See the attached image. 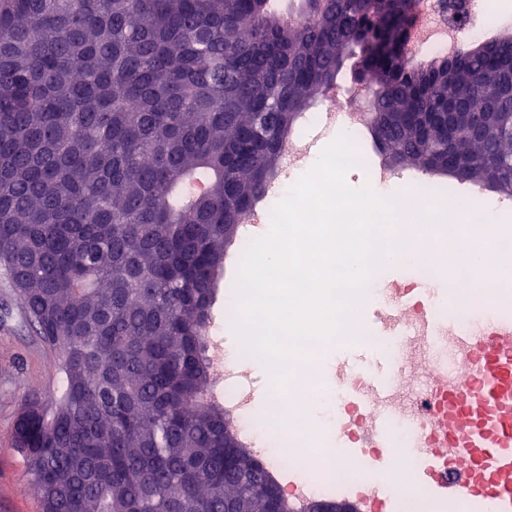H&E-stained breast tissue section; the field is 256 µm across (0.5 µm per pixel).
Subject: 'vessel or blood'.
Wrapping results in <instances>:
<instances>
[{
  "mask_svg": "<svg viewBox=\"0 0 512 512\" xmlns=\"http://www.w3.org/2000/svg\"><path fill=\"white\" fill-rule=\"evenodd\" d=\"M401 294V288L389 285L385 302L376 311V328L394 339L400 332L386 319L399 314ZM423 297L428 303L447 300L452 311L469 309L478 301L486 317L464 328L449 323L453 370L429 369L430 392L421 401L423 414L378 413L377 405L388 397L395 376L393 363L381 358L366 365L350 364V371L366 377L370 390L349 386L344 396L373 421L366 438L352 443V452L359 456L367 448L392 447L390 427L401 423L409 431L404 455L422 461L412 474L414 483L450 504L469 503L473 512L483 505L494 512H512V308L478 284L463 287L453 269L446 287L426 288ZM422 416L431 428L428 440L419 436Z\"/></svg>",
  "mask_w": 512,
  "mask_h": 512,
  "instance_id": "obj_1",
  "label": "vessel or blood"
}]
</instances>
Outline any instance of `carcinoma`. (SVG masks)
I'll list each match as a JSON object with an SVG mask.
<instances>
[{"label":"carcinoma","mask_w":512,"mask_h":512,"mask_svg":"<svg viewBox=\"0 0 512 512\" xmlns=\"http://www.w3.org/2000/svg\"><path fill=\"white\" fill-rule=\"evenodd\" d=\"M414 0H0V274L60 350L12 428L42 512H274L209 333L226 249L345 70L384 164L512 197V34L415 70ZM498 112L495 149L448 126Z\"/></svg>","instance_id":"obj_1"}]
</instances>
